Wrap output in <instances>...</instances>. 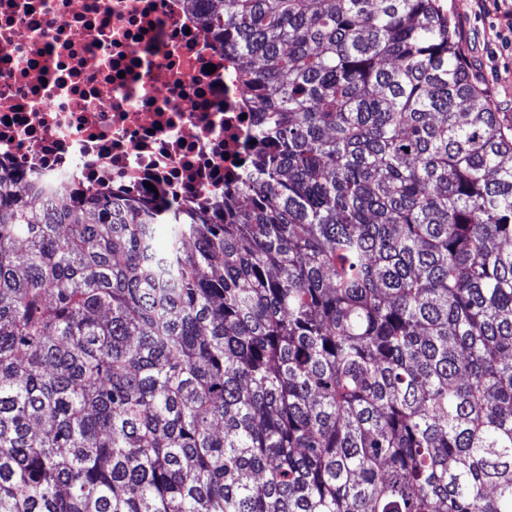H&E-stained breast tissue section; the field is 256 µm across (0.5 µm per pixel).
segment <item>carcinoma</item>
I'll list each match as a JSON object with an SVG mask.
<instances>
[{
    "label": "carcinoma",
    "mask_w": 512,
    "mask_h": 512,
    "mask_svg": "<svg viewBox=\"0 0 512 512\" xmlns=\"http://www.w3.org/2000/svg\"><path fill=\"white\" fill-rule=\"evenodd\" d=\"M205 21L223 223L0 176V512H512V137L437 0Z\"/></svg>",
    "instance_id": "obj_1"
}]
</instances>
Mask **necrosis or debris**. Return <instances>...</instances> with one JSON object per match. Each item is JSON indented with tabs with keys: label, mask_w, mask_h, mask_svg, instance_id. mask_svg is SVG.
Instances as JSON below:
<instances>
[{
	"label": "necrosis or debris",
	"mask_w": 512,
	"mask_h": 512,
	"mask_svg": "<svg viewBox=\"0 0 512 512\" xmlns=\"http://www.w3.org/2000/svg\"><path fill=\"white\" fill-rule=\"evenodd\" d=\"M209 0H0V172L73 205L201 207L252 151L249 91Z\"/></svg>",
	"instance_id": "1"
}]
</instances>
